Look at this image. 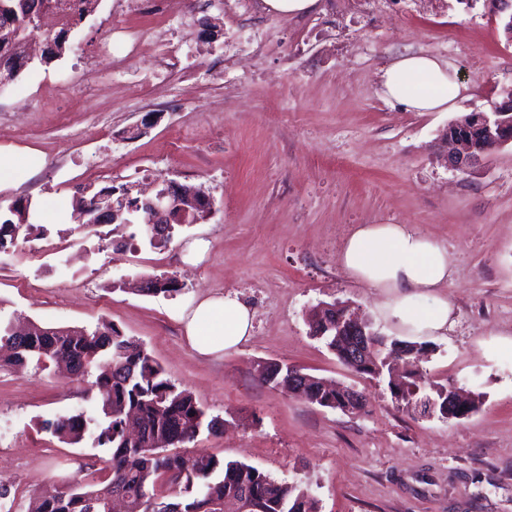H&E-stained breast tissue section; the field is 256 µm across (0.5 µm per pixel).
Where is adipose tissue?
<instances>
[{"instance_id":"ef3b65f1","label":"adipose tissue","mask_w":512,"mask_h":512,"mask_svg":"<svg viewBox=\"0 0 512 512\" xmlns=\"http://www.w3.org/2000/svg\"><path fill=\"white\" fill-rule=\"evenodd\" d=\"M384 98L408 111L445 112L454 108L466 87L439 57L410 54L393 59L380 71ZM341 264L348 275L386 292L387 318L410 336L447 332L452 308L436 288L449 279L447 248L408 224H359L345 241ZM429 298L420 306L421 298ZM185 337L199 355L236 349L253 333L254 313L226 295L201 300L182 319Z\"/></svg>"}]
</instances>
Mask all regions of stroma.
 <instances>
[{"mask_svg":"<svg viewBox=\"0 0 512 512\" xmlns=\"http://www.w3.org/2000/svg\"><path fill=\"white\" fill-rule=\"evenodd\" d=\"M174 25L197 51L196 82L171 80L146 111L152 51L101 52L141 34L140 0H99L75 26L72 52L29 63L0 94V148L37 151L41 166L0 187V205L41 204L34 227L0 252V317L95 328L109 321L143 343L223 434L193 442L273 479L307 486L318 512H512V143L467 173L449 168L442 133L459 116L491 111L512 87V41L487 0H383L378 20L262 13L269 43L225 68L235 0H173ZM448 60L467 92L449 112H407L379 91L394 56ZM202 188L211 212L152 247L140 224L92 230L71 216L78 189L166 182ZM408 224L448 249L441 291L454 308L430 339L428 385L478 399L461 419L418 418L386 383L361 377L309 334L319 303L350 302L374 328L386 294L340 263L359 224ZM181 290L145 295L144 279ZM234 294L254 311L236 350L203 357L180 321L206 296ZM294 365L356 387L364 411L311 405L261 382L259 364ZM99 397L64 375L0 365V486L16 512L59 478H85L100 449L69 445L45 421L95 411Z\"/></svg>","mask_w":512,"mask_h":512,"instance_id":"35a3bbf8","label":"stroma"}]
</instances>
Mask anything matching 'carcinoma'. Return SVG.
<instances>
[{
	"label": "carcinoma",
	"mask_w": 512,
	"mask_h": 512,
	"mask_svg": "<svg viewBox=\"0 0 512 512\" xmlns=\"http://www.w3.org/2000/svg\"><path fill=\"white\" fill-rule=\"evenodd\" d=\"M99 0H0V88L3 81H14L27 60L26 45L38 39L45 46L42 60L62 57L68 50V33L94 12ZM52 9L60 16L56 31L41 27V17ZM133 187L123 184L89 191L75 203L82 224H112L101 218L99 206L113 204L117 209L136 206ZM31 201L21 199L8 207L0 219V250L14 243L19 232L29 230ZM178 282L171 276H155L145 282L144 294L177 293ZM336 304L329 309L314 307L308 326L314 336L321 335L327 348L343 364L344 350L336 346ZM384 360L393 346L406 348V354L420 353L425 346L389 337L384 342ZM0 356L15 365L30 360L36 365L63 366L73 380L85 381L99 360H108L93 382L103 392L102 417L78 411L44 422V428L78 444L90 436L106 451L103 466L94 470L97 481L64 484L55 494L31 499L27 512H104L105 502L116 496L124 512H157L166 505L180 512H317L316 501L297 484L279 482L259 469L237 461H224L206 452L178 451L194 441L201 429L223 431L224 420L206 418L194 396L179 389L164 369L137 340L125 335L110 322L93 330L66 327L60 333L36 324L24 336L13 331V322L0 321ZM288 367L267 363L260 379L278 384ZM421 375L410 372V380L396 385L412 410L428 416L448 401L453 387L440 386L431 394L416 392ZM310 404L336 408L343 395L336 385H325L317 377L307 382L304 396Z\"/></svg>",
	"instance_id": "1"
}]
</instances>
